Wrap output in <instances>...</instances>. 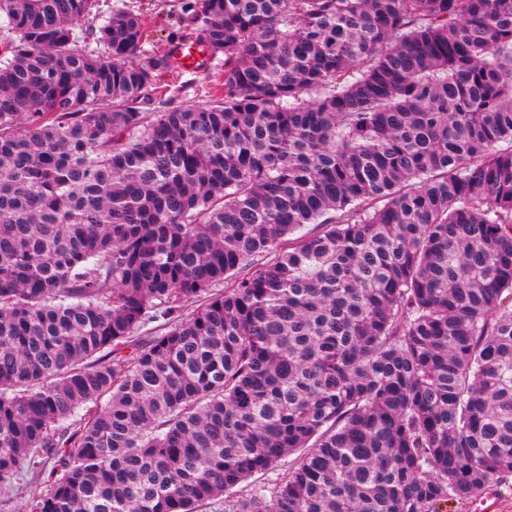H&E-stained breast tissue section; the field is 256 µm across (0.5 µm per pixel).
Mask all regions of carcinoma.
I'll list each match as a JSON object with an SVG mask.
<instances>
[{
    "label": "carcinoma",
    "mask_w": 512,
    "mask_h": 512,
    "mask_svg": "<svg viewBox=\"0 0 512 512\" xmlns=\"http://www.w3.org/2000/svg\"><path fill=\"white\" fill-rule=\"evenodd\" d=\"M173 8L222 61L201 105L134 6L0 0V483L447 512L511 479L512 0Z\"/></svg>",
    "instance_id": "obj_1"
}]
</instances>
